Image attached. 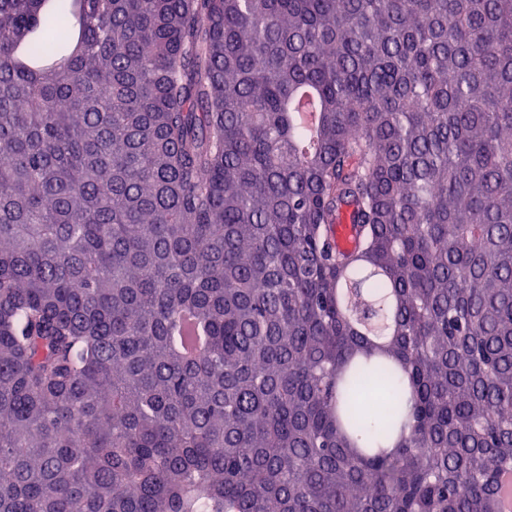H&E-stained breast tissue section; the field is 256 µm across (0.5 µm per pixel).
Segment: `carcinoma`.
I'll return each mask as SVG.
<instances>
[{
  "instance_id": "1",
  "label": "carcinoma",
  "mask_w": 512,
  "mask_h": 512,
  "mask_svg": "<svg viewBox=\"0 0 512 512\" xmlns=\"http://www.w3.org/2000/svg\"><path fill=\"white\" fill-rule=\"evenodd\" d=\"M45 3L0 0V512H499L512 0H71L63 55Z\"/></svg>"
}]
</instances>
